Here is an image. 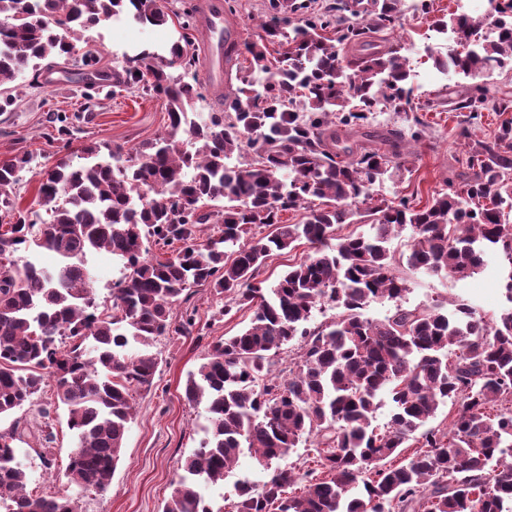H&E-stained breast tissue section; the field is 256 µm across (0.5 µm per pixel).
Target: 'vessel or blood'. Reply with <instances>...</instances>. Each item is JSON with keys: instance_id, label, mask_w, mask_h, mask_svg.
Here are the masks:
<instances>
[{"instance_id": "obj_1", "label": "vessel or blood", "mask_w": 512, "mask_h": 512, "mask_svg": "<svg viewBox=\"0 0 512 512\" xmlns=\"http://www.w3.org/2000/svg\"><path fill=\"white\" fill-rule=\"evenodd\" d=\"M196 14L207 34L203 49L204 74L210 87L224 88V48L238 42V27L224 20V0H198Z\"/></svg>"}]
</instances>
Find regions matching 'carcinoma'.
I'll list each match as a JSON object with an SVG mask.
<instances>
[{
	"instance_id": "carcinoma-1",
	"label": "carcinoma",
	"mask_w": 512,
	"mask_h": 512,
	"mask_svg": "<svg viewBox=\"0 0 512 512\" xmlns=\"http://www.w3.org/2000/svg\"><path fill=\"white\" fill-rule=\"evenodd\" d=\"M497 36L477 42L485 24L456 15L435 24L462 50L431 55L435 68L470 80L455 112H512V100L484 81L512 66V0H490ZM402 0H267L260 28L224 50V109L194 118L206 99L188 30L192 18L155 0H0V83L51 58L70 59L79 32L130 13L142 24L183 19L167 54L142 52L112 67V87L162 97L168 129L141 147L106 142L48 165L26 153L0 162V417L24 409L41 418L37 440L55 442L62 408L76 448L65 477L75 495L35 496L20 461L28 436L17 418L0 430V507L5 512H78L76 496L109 486L134 417L135 394L154 385L152 347L188 336L196 309L173 310L194 287L241 307L251 324L215 342L188 375L185 398L205 405L208 426L185 458L162 512H222L201 485L224 481L247 453L270 467L300 444L313 448L322 476L298 482L277 469L261 487L236 485L234 512H512V119L469 145L457 182L416 207L377 197L402 171L403 130L361 131L369 112L413 110L409 58L390 38ZM246 65L239 66V57ZM97 80V50L81 55ZM194 150L182 149L183 140ZM40 176L52 221L14 206L26 173ZM330 201L321 207L316 201ZM366 208H360V205ZM304 209L297 224L281 214ZM368 229L342 236L344 223ZM253 227L273 231L248 236ZM411 230L408 252L390 246ZM171 247L149 258L150 244ZM305 246L271 287L258 279L275 251ZM106 251L120 266L109 296L91 286L90 256ZM48 251L55 265L40 264ZM26 253L23 263L14 259ZM508 272L511 306L492 320L460 300L409 307L401 269L462 280L483 270L487 253ZM374 300L393 308L365 317ZM328 322L310 324L322 305ZM299 356L282 354L292 345ZM56 402L40 403L46 380ZM386 427L373 425L381 401ZM447 429L420 434V449L389 461L439 405Z\"/></svg>"
}]
</instances>
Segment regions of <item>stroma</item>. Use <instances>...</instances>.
<instances>
[{
    "label": "stroma",
    "mask_w": 512,
    "mask_h": 512,
    "mask_svg": "<svg viewBox=\"0 0 512 512\" xmlns=\"http://www.w3.org/2000/svg\"><path fill=\"white\" fill-rule=\"evenodd\" d=\"M486 0H433L430 12L403 11L401 25L393 33L403 44L413 70L412 99L418 113L374 112L369 129L409 128L414 120L423 123L419 140L409 142L401 158L399 177L386 181L382 194L389 199L424 202L442 188L459 169L469 149L470 139H490L506 115L483 111L478 118L455 112L450 101L460 94L464 79L445 76L433 68L428 48L447 52V35L433 29L436 20L453 14H483ZM181 33L177 20L159 27L143 26L127 19L105 22L84 37L100 55V68L111 70L123 56L144 51L166 53ZM82 66L69 62L66 72L27 69L9 84L10 106L0 112V161L27 152L43 154L49 160L77 151L82 146L105 141L126 149L163 134L168 126L163 99L130 89L113 93L111 88L89 84L81 75ZM79 126L77 134H61V124ZM468 136H461V128ZM409 306H428L434 301L462 299L485 317L498 315L505 304L499 280L493 270H485L456 281L408 273ZM191 303L205 328L204 337L159 338L154 346L161 362L150 391L136 399V415L126 435L121 461L106 492L89 491L79 501V512H162L172 483L181 473L180 465L191 454L206 424L204 406L189 404L184 396L188 375L197 371L214 342L249 326L252 312L242 308L226 317L216 315L217 301L208 288H195ZM57 439L50 451L34 448L23 463L29 474L27 489L35 495L56 494L66 488L64 472L75 447L65 415L55 418ZM270 471L258 467L250 455H242L233 472L215 485L201 486L200 492L213 507L231 508L234 484L241 479L260 485Z\"/></svg>",
    "instance_id": "stroma-1"
}]
</instances>
